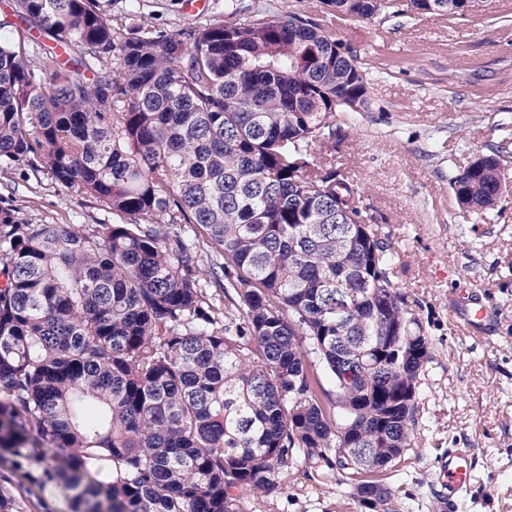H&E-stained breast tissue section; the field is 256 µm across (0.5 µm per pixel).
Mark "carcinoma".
I'll return each mask as SVG.
<instances>
[{
  "label": "carcinoma",
  "mask_w": 512,
  "mask_h": 512,
  "mask_svg": "<svg viewBox=\"0 0 512 512\" xmlns=\"http://www.w3.org/2000/svg\"><path fill=\"white\" fill-rule=\"evenodd\" d=\"M336 16L465 20L488 0H320ZM0 23V168L26 163L110 224L0 219V456L70 512H241L314 457L391 509L432 341L357 185L314 163L372 110L317 20L220 15L174 33L100 0H13ZM116 61L117 72L104 67ZM480 155L449 182L496 209ZM191 224L222 261L202 288Z\"/></svg>",
  "instance_id": "obj_1"
}]
</instances>
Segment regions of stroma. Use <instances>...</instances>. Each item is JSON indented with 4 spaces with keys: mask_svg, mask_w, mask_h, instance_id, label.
<instances>
[{
    "mask_svg": "<svg viewBox=\"0 0 512 512\" xmlns=\"http://www.w3.org/2000/svg\"><path fill=\"white\" fill-rule=\"evenodd\" d=\"M317 0H111L105 15L147 20L173 32L211 16L248 19L303 13L356 51L370 82L373 109L336 117L324 161L357 184L382 234L399 254L396 279L433 342L419 387L423 409L411 447L389 480L396 512H433L445 490L437 462L467 448L473 484L444 512H512V195L476 218L460 209L449 181L475 155L500 154L512 172V0L465 22L440 15H396L370 24L338 19ZM19 224H108L95 199L75 195L26 165L0 169V215ZM476 297L495 317L467 335L450 315L459 295ZM0 471V492L18 512H67L52 489ZM271 494H243L242 512H366L341 474L314 459L278 470Z\"/></svg>",
    "mask_w": 512,
    "mask_h": 512,
    "instance_id": "35a3bbf8",
    "label": "stroma"
}]
</instances>
